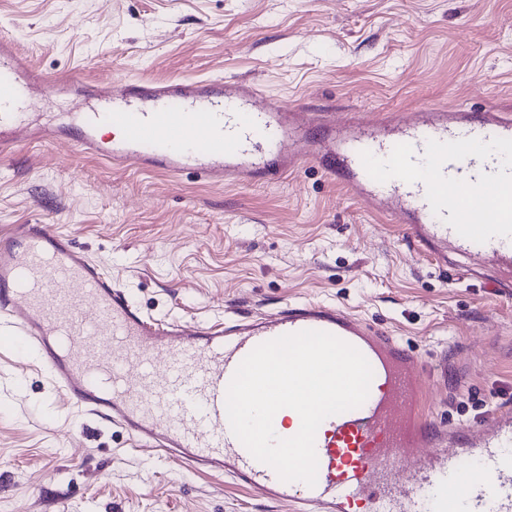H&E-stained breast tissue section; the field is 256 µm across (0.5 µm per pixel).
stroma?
I'll return each mask as SVG.
<instances>
[{
    "mask_svg": "<svg viewBox=\"0 0 512 512\" xmlns=\"http://www.w3.org/2000/svg\"><path fill=\"white\" fill-rule=\"evenodd\" d=\"M10 37L47 77L234 78L311 113L469 106L512 110V0H0ZM78 93L25 104L33 126ZM50 224L158 319L342 305L400 337L438 420L512 403V282L442 263L400 217L370 211L315 160L275 183L211 185L74 158L33 140L0 156V225ZM0 512H295L219 474L130 445L57 395L35 356L0 358Z\"/></svg>",
    "mask_w": 512,
    "mask_h": 512,
    "instance_id": "35a3bbf8",
    "label": "stroma"
}]
</instances>
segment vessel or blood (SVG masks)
<instances>
[{"label": "vessel or blood", "mask_w": 512, "mask_h": 512, "mask_svg": "<svg viewBox=\"0 0 512 512\" xmlns=\"http://www.w3.org/2000/svg\"><path fill=\"white\" fill-rule=\"evenodd\" d=\"M77 88L90 105L54 136L75 156H101L207 183L278 181L300 129L287 108L246 81L131 80L120 90L56 80L0 38V148L31 94ZM121 130L103 139L102 127ZM326 170L373 210L403 215L425 251H457L512 279V114L463 107L357 117L326 130ZM303 330L331 333L368 360L366 401L326 418L315 436L317 480L279 479L233 435L226 390L259 344ZM34 352L56 390L106 416L134 442L195 471L232 477L299 512H512V406L461 423L421 412L422 364L399 337L340 306L307 301L273 317L185 325L145 313L73 239L45 224L0 228V349ZM478 461L463 473L462 459ZM407 461V482L393 476Z\"/></svg>", "instance_id": "vessel-or-blood-1"}]
</instances>
